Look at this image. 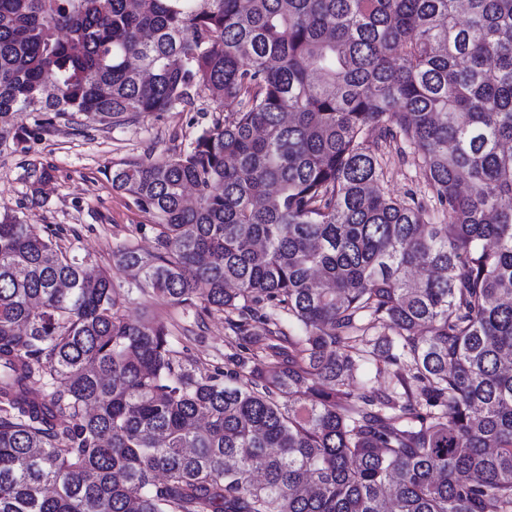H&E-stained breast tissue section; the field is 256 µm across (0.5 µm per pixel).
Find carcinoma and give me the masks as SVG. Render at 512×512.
I'll return each mask as SVG.
<instances>
[{
    "label": "carcinoma",
    "instance_id": "obj_1",
    "mask_svg": "<svg viewBox=\"0 0 512 512\" xmlns=\"http://www.w3.org/2000/svg\"><path fill=\"white\" fill-rule=\"evenodd\" d=\"M200 98L224 121L105 169L156 240L112 261L244 354L200 370L0 215V512H512V0H0V145ZM384 182L381 183L385 192L392 196L403 197L410 192H419L424 188V175L418 161L412 157L406 163L400 162L395 156L389 155ZM378 367V371H377ZM365 371L372 377V384L377 388H388L392 386L394 379L395 366H389L380 359L372 361L364 366Z\"/></svg>",
    "mask_w": 512,
    "mask_h": 512
}]
</instances>
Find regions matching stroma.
Wrapping results in <instances>:
<instances>
[{"label": "stroma", "mask_w": 512, "mask_h": 512, "mask_svg": "<svg viewBox=\"0 0 512 512\" xmlns=\"http://www.w3.org/2000/svg\"><path fill=\"white\" fill-rule=\"evenodd\" d=\"M213 118L210 112H163L105 129L89 121L80 125L69 117H58L28 140L25 151L0 147V213L15 212L27 223L59 228L62 248L91 255L94 267L111 269L116 243L130 240L150 251L155 234L150 216L130 196L113 191L105 168L178 151ZM32 162L52 174L48 195L40 201L26 194L25 169ZM424 181L417 161L403 163L392 157L382 187L400 197L422 190ZM126 313L132 319L166 324L176 349L206 370L224 367L240 352L239 340L223 314L198 319L150 293L134 294Z\"/></svg>", "instance_id": "stroma-1"}]
</instances>
